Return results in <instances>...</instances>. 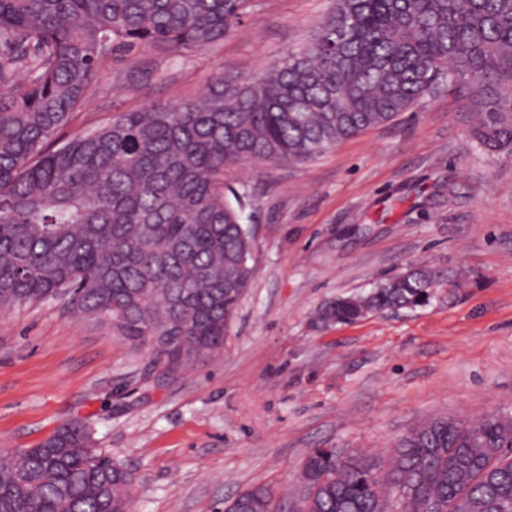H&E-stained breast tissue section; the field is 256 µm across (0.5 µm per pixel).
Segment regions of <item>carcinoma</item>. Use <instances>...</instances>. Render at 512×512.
I'll list each match as a JSON object with an SVG mask.
<instances>
[{
  "label": "carcinoma",
  "instance_id": "carcinoma-1",
  "mask_svg": "<svg viewBox=\"0 0 512 512\" xmlns=\"http://www.w3.org/2000/svg\"><path fill=\"white\" fill-rule=\"evenodd\" d=\"M248 0H0V310L61 301L165 371L224 350L252 279L247 163L308 162L442 85L467 90L480 150L512 152V0H335L296 52L195 98L69 133L120 52L202 51ZM411 266L317 313L329 326L416 307ZM292 512H512V409L426 420L381 457L310 449ZM128 469L79 424L0 449V512H131ZM260 484L225 512H280Z\"/></svg>",
  "mask_w": 512,
  "mask_h": 512
}]
</instances>
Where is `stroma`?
<instances>
[{"label": "stroma", "instance_id": "obj_1", "mask_svg": "<svg viewBox=\"0 0 512 512\" xmlns=\"http://www.w3.org/2000/svg\"><path fill=\"white\" fill-rule=\"evenodd\" d=\"M333 0H251L203 51L142 49L102 70L70 129L246 78L301 47ZM440 88L301 164L232 171L253 199L255 270L223 352L165 372L150 348L59 302L0 311V448L80 421L135 477L132 512H224L300 477L310 449L377 455L420 422L512 407V153L475 148ZM422 264L466 277L424 305L323 327L327 302Z\"/></svg>", "mask_w": 512, "mask_h": 512}]
</instances>
